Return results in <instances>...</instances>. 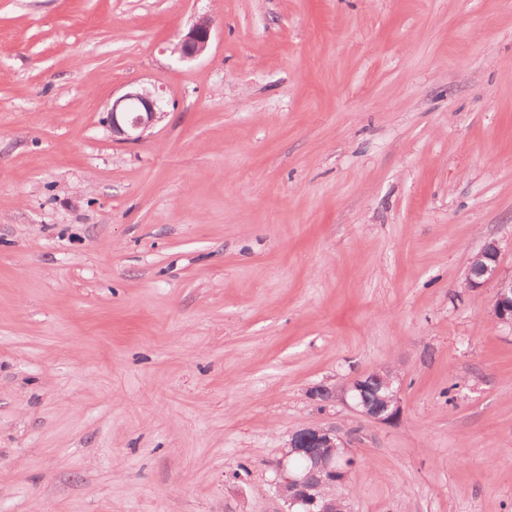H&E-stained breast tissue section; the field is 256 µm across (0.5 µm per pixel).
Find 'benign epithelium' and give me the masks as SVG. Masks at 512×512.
<instances>
[{"mask_svg":"<svg viewBox=\"0 0 512 512\" xmlns=\"http://www.w3.org/2000/svg\"><path fill=\"white\" fill-rule=\"evenodd\" d=\"M213 22L198 18L173 48L182 61L203 56L212 39ZM166 116V101L160 88L152 90L132 86L112 100L107 109V123L112 134L122 141L136 142ZM469 288L494 286L492 313L512 325V275L500 272V247L487 240L469 260L465 273ZM401 377L397 370L381 368L363 374L341 393L336 388L318 385L311 397L322 403L341 399L357 414L382 424H392L402 415ZM356 460L348 444L334 425H311L289 435L287 447L277 460L271 481L283 501V512H336L337 500L348 499V482Z\"/></svg>","mask_w":512,"mask_h":512,"instance_id":"benign-epithelium-1","label":"benign epithelium"}]
</instances>
